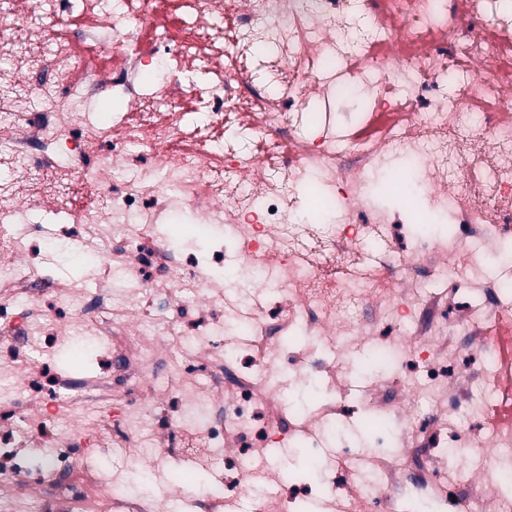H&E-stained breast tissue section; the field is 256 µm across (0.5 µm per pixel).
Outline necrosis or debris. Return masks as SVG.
<instances>
[{
    "mask_svg": "<svg viewBox=\"0 0 512 512\" xmlns=\"http://www.w3.org/2000/svg\"><path fill=\"white\" fill-rule=\"evenodd\" d=\"M164 4L0 0V49L23 71L0 79V170L25 182H0V335L15 360L49 330L108 346L122 302L140 339L115 374L0 391V512H70L100 487L101 512L190 506L170 474L197 455L205 512H293L288 435L324 474L316 496L352 512H512V429L484 423L512 402L488 341L512 309V0H180L161 28ZM105 90L131 110L100 111ZM359 90L357 130L336 134L328 103ZM390 172L424 196L421 221L367 204ZM306 176L334 223L289 221ZM88 188L98 202L76 209ZM31 208L74 218L76 234L18 223ZM176 210L193 223L163 230ZM172 232L208 239L210 256L188 259ZM35 243L82 252L92 286L47 275ZM471 349L476 367L458 366ZM312 365L316 403L296 407L288 388ZM134 377L148 405L113 410ZM347 400L400 453L336 452ZM67 402L96 415L53 428ZM112 446L148 489L92 467L89 449Z\"/></svg>",
    "mask_w": 512,
    "mask_h": 512,
    "instance_id": "obj_1",
    "label": "necrosis or debris"
}]
</instances>
